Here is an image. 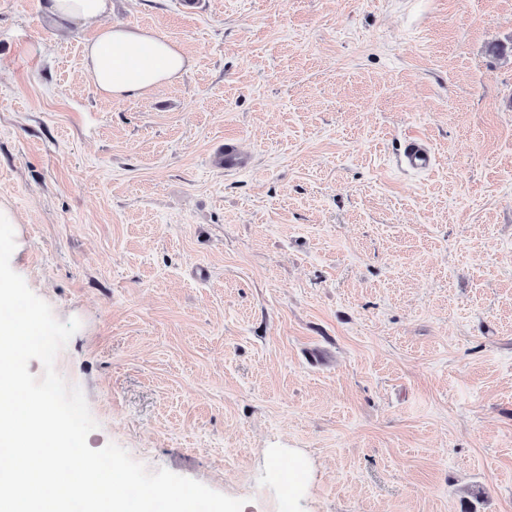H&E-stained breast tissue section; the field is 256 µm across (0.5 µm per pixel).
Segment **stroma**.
<instances>
[{
  "label": "stroma",
  "instance_id": "stroma-1",
  "mask_svg": "<svg viewBox=\"0 0 512 512\" xmlns=\"http://www.w3.org/2000/svg\"><path fill=\"white\" fill-rule=\"evenodd\" d=\"M110 19L186 71L105 100L95 26L0 0L11 266L81 322L55 368L89 447L243 512H512V0H112ZM412 134L429 172L400 165ZM227 138L253 168L208 166Z\"/></svg>",
  "mask_w": 512,
  "mask_h": 512
}]
</instances>
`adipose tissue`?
<instances>
[{
    "label": "adipose tissue",
    "mask_w": 512,
    "mask_h": 512,
    "mask_svg": "<svg viewBox=\"0 0 512 512\" xmlns=\"http://www.w3.org/2000/svg\"><path fill=\"white\" fill-rule=\"evenodd\" d=\"M111 0H47L46 10L58 22H98L96 36L85 44L86 73L104 99L141 94L170 83L188 61L177 46L150 31L109 23Z\"/></svg>",
    "instance_id": "adipose-tissue-1"
}]
</instances>
